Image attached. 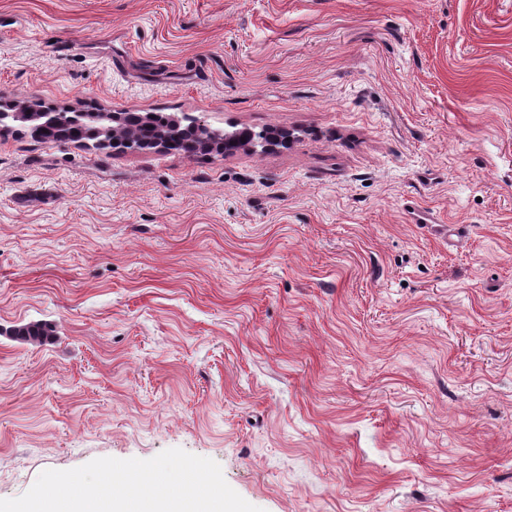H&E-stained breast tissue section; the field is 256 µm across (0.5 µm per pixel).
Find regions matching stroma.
Instances as JSON below:
<instances>
[{
    "instance_id": "35a3bbf8",
    "label": "stroma",
    "mask_w": 512,
    "mask_h": 512,
    "mask_svg": "<svg viewBox=\"0 0 512 512\" xmlns=\"http://www.w3.org/2000/svg\"><path fill=\"white\" fill-rule=\"evenodd\" d=\"M22 100L294 138L0 131V499L181 448L262 512H512V0H0ZM140 112L129 111L126 117V128L121 131V137L125 140L123 146L125 149L130 150H143L153 147V139L155 138L154 131L157 128L164 129L170 126V118L161 112L153 113V122L155 124L146 126L141 123V119L137 115ZM50 333L46 323L30 322L17 327L13 338L22 343L40 344L50 337Z\"/></svg>"
}]
</instances>
